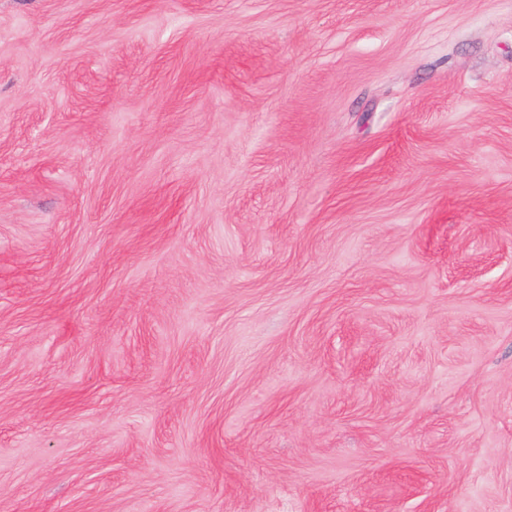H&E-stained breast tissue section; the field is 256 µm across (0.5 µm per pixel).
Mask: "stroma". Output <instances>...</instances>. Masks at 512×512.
Returning a JSON list of instances; mask_svg holds the SVG:
<instances>
[{
	"label": "stroma",
	"instance_id": "obj_1",
	"mask_svg": "<svg viewBox=\"0 0 512 512\" xmlns=\"http://www.w3.org/2000/svg\"><path fill=\"white\" fill-rule=\"evenodd\" d=\"M0 512H512V0H0Z\"/></svg>",
	"mask_w": 512,
	"mask_h": 512
}]
</instances>
